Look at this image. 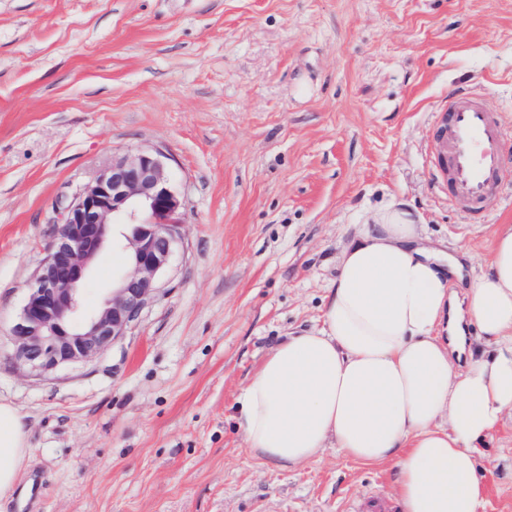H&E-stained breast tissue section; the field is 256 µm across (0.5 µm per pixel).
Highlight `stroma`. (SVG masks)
Segmentation results:
<instances>
[{"instance_id":"stroma-1","label":"stroma","mask_w":512,"mask_h":512,"mask_svg":"<svg viewBox=\"0 0 512 512\" xmlns=\"http://www.w3.org/2000/svg\"><path fill=\"white\" fill-rule=\"evenodd\" d=\"M480 90L506 178L469 223L432 169L449 92ZM159 148L183 199L158 297L128 336L48 377L9 328L62 202L113 155ZM483 274L512 224V0H0V402L31 457L0 512H365L395 471L329 448L281 469L236 399L289 332L323 325L341 251L376 211ZM83 284L96 310L125 268ZM512 512V412L479 462Z\"/></svg>"}]
</instances>
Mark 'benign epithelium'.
<instances>
[{"mask_svg": "<svg viewBox=\"0 0 512 512\" xmlns=\"http://www.w3.org/2000/svg\"><path fill=\"white\" fill-rule=\"evenodd\" d=\"M182 206L169 156L160 150L114 155L101 166L62 207L58 231L9 331L12 363L47 376L124 339L157 295L181 237ZM114 224L130 226L129 233L112 236ZM108 244L128 251L129 268L104 306L86 314L79 285Z\"/></svg>", "mask_w": 512, "mask_h": 512, "instance_id": "1", "label": "benign epithelium"}]
</instances>
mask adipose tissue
Returning <instances> with one entry per match:
<instances>
[{
  "label": "adipose tissue",
  "instance_id": "adipose-tissue-1",
  "mask_svg": "<svg viewBox=\"0 0 512 512\" xmlns=\"http://www.w3.org/2000/svg\"><path fill=\"white\" fill-rule=\"evenodd\" d=\"M323 319L285 336L243 388L249 448L278 467L333 448L395 467L405 512H482L478 448L512 410V224L497 225L486 272L465 282L409 211H379L343 249ZM28 452L22 416L0 403V497Z\"/></svg>",
  "mask_w": 512,
  "mask_h": 512
}]
</instances>
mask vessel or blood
Segmentation results:
<instances>
[{
    "instance_id": "obj_1",
    "label": "vessel or blood",
    "mask_w": 512,
    "mask_h": 512,
    "mask_svg": "<svg viewBox=\"0 0 512 512\" xmlns=\"http://www.w3.org/2000/svg\"><path fill=\"white\" fill-rule=\"evenodd\" d=\"M435 135L434 166L446 179L449 198L466 206L475 221H484L483 205L504 178V140L496 117L481 104L478 91L460 87L449 93Z\"/></svg>"
}]
</instances>
